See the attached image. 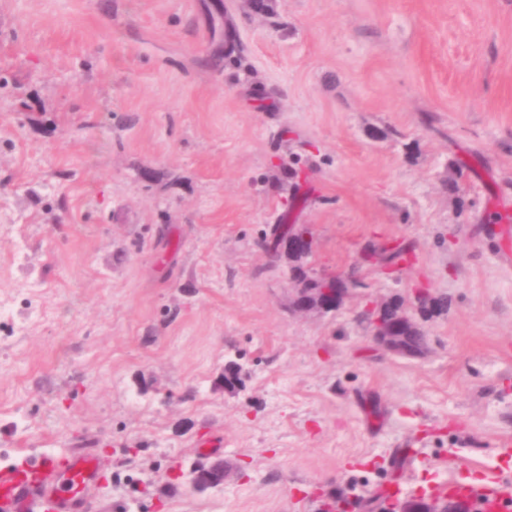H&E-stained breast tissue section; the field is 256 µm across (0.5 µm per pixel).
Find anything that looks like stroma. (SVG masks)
Here are the masks:
<instances>
[{
    "label": "stroma",
    "mask_w": 512,
    "mask_h": 512,
    "mask_svg": "<svg viewBox=\"0 0 512 512\" xmlns=\"http://www.w3.org/2000/svg\"><path fill=\"white\" fill-rule=\"evenodd\" d=\"M284 223L340 308L295 310ZM0 307V469L94 449L90 512L512 482V0H0ZM390 301L374 304L368 310L372 321L373 335L377 343L385 350L402 356H418L425 349L411 350L405 344L406 336H415L408 339L410 345L419 348L428 344L427 336L423 333L414 331L400 336L398 331L400 328H408L410 330H419L416 321L410 315H405L399 321L391 322L386 315V308ZM228 478L224 465L214 463L211 465L199 464L191 472V481L196 488H210L216 485H223Z\"/></svg>",
    "instance_id": "stroma-1"
}]
</instances>
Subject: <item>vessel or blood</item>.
Masks as SVG:
<instances>
[{"label": "vessel or blood", "instance_id": "obj_1", "mask_svg": "<svg viewBox=\"0 0 512 512\" xmlns=\"http://www.w3.org/2000/svg\"><path fill=\"white\" fill-rule=\"evenodd\" d=\"M100 486L93 449L46 455L38 462L0 470V512H87ZM478 512H505L512 490L500 480L461 486Z\"/></svg>", "mask_w": 512, "mask_h": 512}]
</instances>
